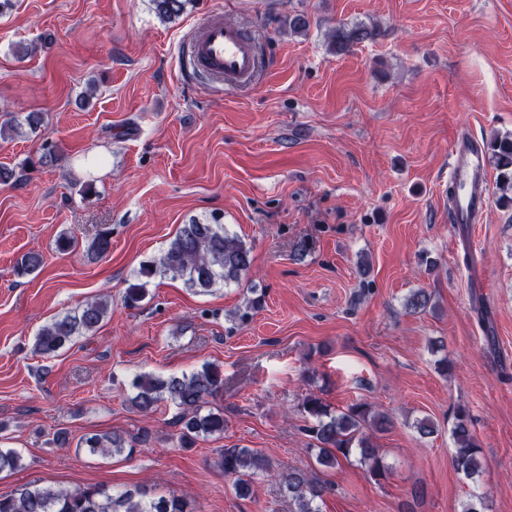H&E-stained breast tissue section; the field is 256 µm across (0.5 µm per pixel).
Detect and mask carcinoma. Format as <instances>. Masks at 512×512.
<instances>
[{
  "instance_id": "carcinoma-1",
  "label": "carcinoma",
  "mask_w": 512,
  "mask_h": 512,
  "mask_svg": "<svg viewBox=\"0 0 512 512\" xmlns=\"http://www.w3.org/2000/svg\"><path fill=\"white\" fill-rule=\"evenodd\" d=\"M158 17L167 21L179 16L185 0H153ZM380 35L378 26L357 23L341 25L332 33V52L341 55L353 45L373 41ZM490 158L498 172L503 191H512V136H496L487 145ZM112 232L99 230L88 247L91 257L109 254ZM252 264L251 250L222 224L193 221L183 225L167 250L157 259L140 265L137 282L128 286L125 302L134 306L146 296V285L156 276L181 279L189 290L205 294L231 282H239ZM43 265L40 253L28 252L17 260V274L31 275ZM112 310L104 297L87 299L75 309L59 315L42 326L35 338V352L52 358L61 349L80 337L93 336ZM132 405L141 413H154L159 404L167 402L178 409L176 425L183 448L193 447L197 440L224 434V412L207 407L208 399L224 391V373L216 365H204L190 374L158 377L150 373L134 376L130 382ZM301 411L311 421L306 428L310 438L308 451L324 468H334L351 456L369 468L374 476L385 473L365 429L385 427V416L366 403H355L337 413L322 399L312 394L301 403ZM455 444L454 466L465 478L480 475V448L475 444L469 419L460 412L452 428ZM140 437L126 438L118 433L92 434L82 437L77 447L92 455L121 456L132 454ZM21 455L11 448H0V474L21 467ZM217 466L232 482L237 496L246 498L252 484L269 473L270 460L251 448L226 446L219 450ZM281 490L292 505V512H321L320 503L329 490L325 482L300 468H290L279 478ZM0 512H190L185 498L161 494L145 487L110 490L87 486L73 490L49 484H27L8 495L0 494Z\"/></svg>"
}]
</instances>
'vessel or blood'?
<instances>
[{
    "label": "vessel or blood",
    "mask_w": 512,
    "mask_h": 512,
    "mask_svg": "<svg viewBox=\"0 0 512 512\" xmlns=\"http://www.w3.org/2000/svg\"><path fill=\"white\" fill-rule=\"evenodd\" d=\"M184 45L189 68L228 89L250 81L258 68V48L253 37L237 23L220 16L193 30ZM448 156V178L455 185L453 223H483L489 189L482 145L464 132L452 141Z\"/></svg>",
    "instance_id": "vessel-or-blood-1"
}]
</instances>
